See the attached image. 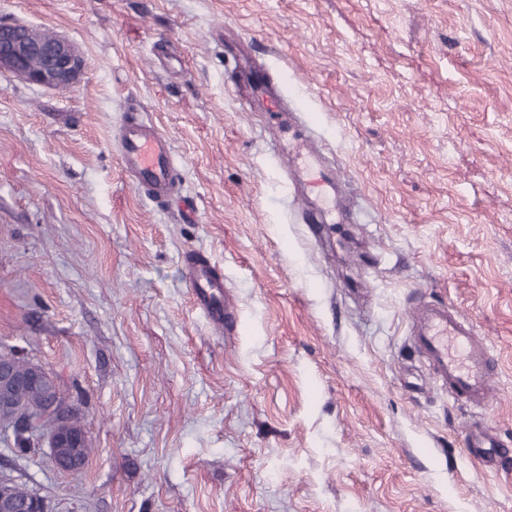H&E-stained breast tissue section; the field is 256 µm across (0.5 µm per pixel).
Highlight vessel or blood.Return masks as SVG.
I'll return each mask as SVG.
<instances>
[{
  "mask_svg": "<svg viewBox=\"0 0 512 512\" xmlns=\"http://www.w3.org/2000/svg\"><path fill=\"white\" fill-rule=\"evenodd\" d=\"M229 79L244 99L260 94L268 117L288 111L287 99L266 68L251 69L245 80L233 72ZM118 153L123 172L139 194L161 205L172 200L179 182L174 149L170 138L148 113L124 117L118 132ZM305 188L318 198L339 193L334 178L317 158L306 168ZM183 261L194 307L215 328L225 335H234L236 307L221 269L199 250L185 252ZM412 342L451 399L477 407L485 404L498 374V364L472 324L446 309L427 304L419 312Z\"/></svg>",
  "mask_w": 512,
  "mask_h": 512,
  "instance_id": "1",
  "label": "vessel or blood"
}]
</instances>
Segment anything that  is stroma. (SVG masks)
<instances>
[{"label": "stroma", "instance_id": "obj_1", "mask_svg": "<svg viewBox=\"0 0 512 512\" xmlns=\"http://www.w3.org/2000/svg\"><path fill=\"white\" fill-rule=\"evenodd\" d=\"M65 36L66 89L0 72V346L81 398L76 474L0 441L48 512H512V0H0ZM305 122L224 81L239 44ZM171 138L180 204L124 176L129 107ZM358 202L300 223L301 125ZM207 252L233 338L192 305ZM467 315L498 359L456 403L415 352L421 303Z\"/></svg>", "mask_w": 512, "mask_h": 512}]
</instances>
